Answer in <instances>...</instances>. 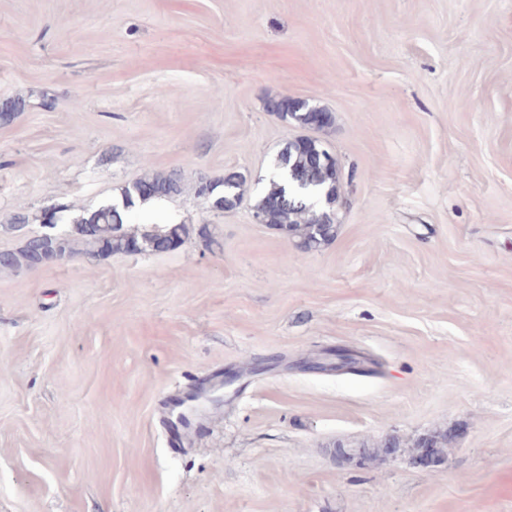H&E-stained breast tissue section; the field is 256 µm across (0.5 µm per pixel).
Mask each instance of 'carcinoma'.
Listing matches in <instances>:
<instances>
[{"instance_id": "1", "label": "carcinoma", "mask_w": 512, "mask_h": 512, "mask_svg": "<svg viewBox=\"0 0 512 512\" xmlns=\"http://www.w3.org/2000/svg\"><path fill=\"white\" fill-rule=\"evenodd\" d=\"M273 111L284 120L291 119L303 125L312 123L317 129L332 121L330 113L319 112L313 117L311 113L318 112V108L304 100L287 97L276 102ZM310 148L319 150L321 143L311 138L306 147L299 146L296 141L285 144L270 177V187L254 207L263 223L297 239V247L304 252L319 248L336 232L335 213L316 207V201L335 198L337 165L310 163ZM243 184L244 179L237 172L208 182L211 207L222 212L237 208L242 200ZM142 185L150 186L152 193L140 194ZM180 193L181 182L177 175L164 177L147 173L125 188L121 200L93 211L82 210L67 219L69 227L59 229L50 224V231L26 236L18 250L0 252V269L38 268L64 255H77L83 246L91 247L99 256L146 250L163 252L168 246L177 248L189 235L185 224H167L139 234L127 232L124 226L129 223L136 201L169 198Z\"/></svg>"}]
</instances>
